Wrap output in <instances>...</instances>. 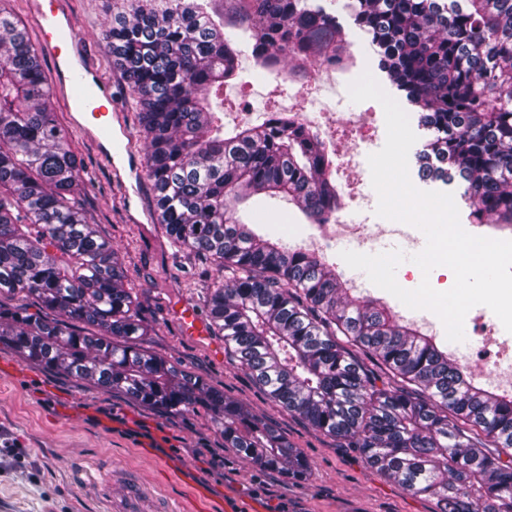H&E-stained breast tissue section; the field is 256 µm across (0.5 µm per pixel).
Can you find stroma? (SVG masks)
<instances>
[{
    "mask_svg": "<svg viewBox=\"0 0 512 512\" xmlns=\"http://www.w3.org/2000/svg\"><path fill=\"white\" fill-rule=\"evenodd\" d=\"M318 3L336 15L343 27L355 55L351 70L334 84L308 82L293 98L278 96L270 79L226 86L224 130L229 133L237 125L256 120L264 107L277 103L300 110L307 107L309 98H320L322 120L333 126L329 177L342 196L341 212L355 214L377 232L372 253L394 249L418 253L426 244L419 229H412L408 240L378 233L384 223L376 214L378 195L367 155L359 153L354 141L366 135L370 153L378 152L386 140L385 114L377 101L352 102L349 83L366 71L374 75L413 122L415 150H422L431 134L418 126L416 108L379 70L377 57L367 50L370 37L355 25L348 0ZM66 7L75 31L85 38L87 56L97 63L102 78L112 83L127 121L137 123L131 91L103 39L105 23L124 12L123 0H66ZM51 109L87 185L77 201L124 257L126 286L153 327L142 338V347L180 364L248 406L307 456L310 471L305 479L295 480L259 468L225 447L223 436L205 413L169 415L123 394L48 371L0 344V512H104V495L118 501L137 488L148 491L139 502L141 512H159L169 500L186 496L200 485L208 492L203 505L211 512H274L282 500L290 512H435L433 500L412 496L387 481L357 449L313 430L281 408L231 356L212 358L204 346L181 333L167 307L183 297L205 309L212 283L205 264L177 251L160 224L129 222L124 191L114 185L94 147L71 127L64 100L52 97ZM235 214L282 232L292 247L307 238H319L317 255L335 266L353 296L381 299L398 316L407 317L408 307L342 260L341 251L356 250V242L324 237L321 225L305 223L302 214L285 201L271 200L255 210L241 205ZM425 318L424 332L447 344L476 385L489 387L484 359L495 354L497 347L482 345L480 339L492 330L505 336L496 315L488 307H473L465 318L464 341L452 343L434 313H426Z\"/></svg>",
    "mask_w": 512,
    "mask_h": 512,
    "instance_id": "1",
    "label": "stroma"
}]
</instances>
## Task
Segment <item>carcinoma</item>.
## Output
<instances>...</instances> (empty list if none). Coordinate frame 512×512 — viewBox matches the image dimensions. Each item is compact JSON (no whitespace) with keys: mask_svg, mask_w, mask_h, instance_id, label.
Wrapping results in <instances>:
<instances>
[{"mask_svg":"<svg viewBox=\"0 0 512 512\" xmlns=\"http://www.w3.org/2000/svg\"><path fill=\"white\" fill-rule=\"evenodd\" d=\"M126 2L104 40L134 94L158 221L214 271L211 335L272 400L434 500L435 512H512V393L468 381L433 337L371 299L349 300L321 257L231 214L259 195L287 199L312 224L339 208L327 145L296 115L267 110L227 136L214 111L224 85L244 81L238 31L254 63L285 83L315 60L347 71L336 16L314 0H233L240 7L218 19L210 0ZM349 7L379 68L431 132L416 155L419 179H457L474 221L512 225V0ZM50 97L26 32L0 10V294L53 313L0 306V343L172 415L201 408L224 447L305 477L304 455L250 408L140 346L153 327L125 288L124 259L73 202L79 164ZM351 346L390 383L377 384Z\"/></svg>","mask_w":512,"mask_h":512,"instance_id":"carcinoma-1","label":"carcinoma"}]
</instances>
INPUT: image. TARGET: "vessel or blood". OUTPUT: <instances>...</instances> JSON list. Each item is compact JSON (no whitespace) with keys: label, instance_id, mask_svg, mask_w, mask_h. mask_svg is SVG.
<instances>
[{"label":"vessel or blood","instance_id":"b4317fda","mask_svg":"<svg viewBox=\"0 0 512 512\" xmlns=\"http://www.w3.org/2000/svg\"><path fill=\"white\" fill-rule=\"evenodd\" d=\"M30 5L41 40L58 61L54 93L65 100L70 123L97 149L113 180L124 183L127 167L136 166L137 161L129 156L132 138L123 128V114L105 112L99 106L100 99L111 98V84L87 59L64 0H31ZM170 315L186 335L209 341L212 352L223 355V341L211 338L194 305L182 299L173 301Z\"/></svg>","mask_w":512,"mask_h":512}]
</instances>
